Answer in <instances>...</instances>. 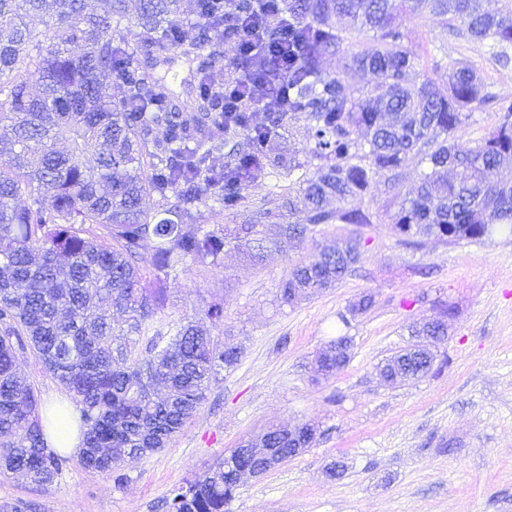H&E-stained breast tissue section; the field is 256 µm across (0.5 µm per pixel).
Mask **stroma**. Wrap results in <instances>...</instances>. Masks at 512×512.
Listing matches in <instances>:
<instances>
[{"label":"stroma","mask_w":512,"mask_h":512,"mask_svg":"<svg viewBox=\"0 0 512 512\" xmlns=\"http://www.w3.org/2000/svg\"><path fill=\"white\" fill-rule=\"evenodd\" d=\"M417 71L433 74L452 60L471 64L488 91L512 101V61L492 46L449 38L444 18L406 13L396 19ZM279 176L228 209L202 207L210 229L259 222L258 203ZM384 184L362 203L371 222L323 224L296 247L257 263L228 250L223 268L188 263L167 280L165 319L224 304L213 330L239 347L235 368L221 372L207 401L168 445L115 462L102 474L69 462L49 489L0 474V512H165L170 490L201 475L242 440L272 425L319 426L311 447L239 488L227 512H512V235L480 242L428 240L400 245ZM356 240L360 261L336 287L282 306L281 280L317 245ZM373 304L341 324L363 295ZM452 308L432 370L403 385L381 380L377 366L411 341L413 323ZM353 339L336 375L316 370L317 353L336 336ZM343 464L339 478L331 464ZM125 475L116 486L115 474Z\"/></svg>","instance_id":"1"}]
</instances>
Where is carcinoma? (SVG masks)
<instances>
[{"label": "carcinoma", "instance_id": "1", "mask_svg": "<svg viewBox=\"0 0 512 512\" xmlns=\"http://www.w3.org/2000/svg\"><path fill=\"white\" fill-rule=\"evenodd\" d=\"M138 2L132 17L129 0H108L103 13L88 11L86 0H0V126L11 131L0 136V472L43 488L65 459L45 445L40 400L23 378L24 350L36 352L79 407L77 464L108 473L127 454L165 447L220 372L240 360V348L213 335L221 304L186 322L160 317L164 281L187 262L221 269L226 247H244L262 262L320 224H368L355 203L381 177L399 199L394 228L406 245L512 234V185L497 178L512 161V102L490 94L464 61L410 79L416 56L394 23L398 11L421 7L444 17L450 36L512 45V14L496 0H233L241 14L263 10L268 41L297 43L305 76L258 129L248 112L238 115L241 127H224V93L210 78L224 57L219 0H195L192 20L179 0ZM33 14L50 19L46 33L28 26ZM130 21L139 29L134 49L121 34ZM175 48L198 60L190 102L153 74ZM334 54L347 62L327 75L321 60ZM355 72L378 81L356 88ZM491 102L495 124L474 146L461 145L458 131ZM301 117L318 164L288 199L299 223L279 225L275 239L264 224L198 223L200 207H236L274 172L299 169L278 152V139ZM232 134L244 136L247 150L224 154ZM419 155L429 169L404 195L401 170ZM329 197L348 207L327 209ZM358 262L355 246L323 245L281 281L277 301L292 305L333 288ZM120 312L127 319L117 323ZM448 315L412 335H447ZM351 346L343 334L320 353L324 376L349 363ZM427 364L406 350L386 360L401 383L427 375ZM296 430L294 443L315 441L313 424ZM264 437L280 463L294 457L288 428ZM259 466L232 453L173 488L167 512H226L241 476Z\"/></svg>", "mask_w": 512, "mask_h": 512}]
</instances>
